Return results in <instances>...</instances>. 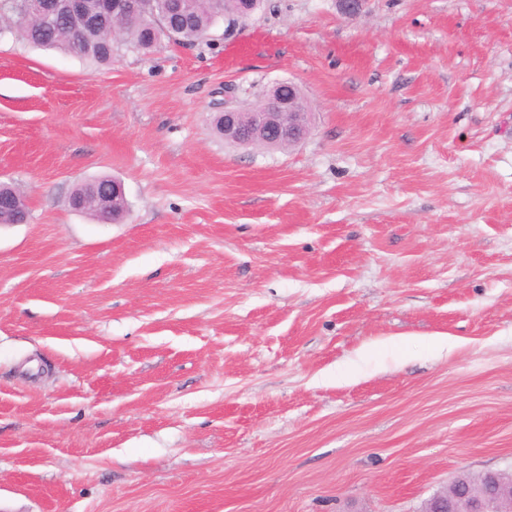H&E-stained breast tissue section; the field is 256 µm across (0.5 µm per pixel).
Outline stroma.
<instances>
[{
    "label": "stroma",
    "instance_id": "stroma-1",
    "mask_svg": "<svg viewBox=\"0 0 512 512\" xmlns=\"http://www.w3.org/2000/svg\"><path fill=\"white\" fill-rule=\"evenodd\" d=\"M284 80L308 137L225 144ZM102 176L107 224L69 205ZM1 181L0 512H423L512 469V0H262L107 65L1 39ZM107 178H99L94 179L88 182H85L81 184L78 188H76L73 193L71 194L70 200H83L84 198L87 199L90 196V193L94 189V185L96 184V181L98 180H105ZM111 183H104L101 187L98 185L96 186L95 193L96 197L99 201V204L101 207H105L107 210L108 205L110 204V200L112 199V195H122L124 196L123 189L121 184L114 180L110 179Z\"/></svg>",
    "mask_w": 512,
    "mask_h": 512
}]
</instances>
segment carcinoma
Segmentation results:
<instances>
[{
	"mask_svg": "<svg viewBox=\"0 0 512 512\" xmlns=\"http://www.w3.org/2000/svg\"><path fill=\"white\" fill-rule=\"evenodd\" d=\"M136 15L115 14L113 34L136 49L149 51L166 39L178 44H194L224 18L234 6L224 0H197L195 13L186 20L168 15L162 0H141ZM24 0H0V36L11 34L33 47L55 49L74 57L98 63L112 60V37L96 27L76 28L57 21L44 22L36 17L22 18Z\"/></svg>",
	"mask_w": 512,
	"mask_h": 512,
	"instance_id": "1",
	"label": "carcinoma"
}]
</instances>
